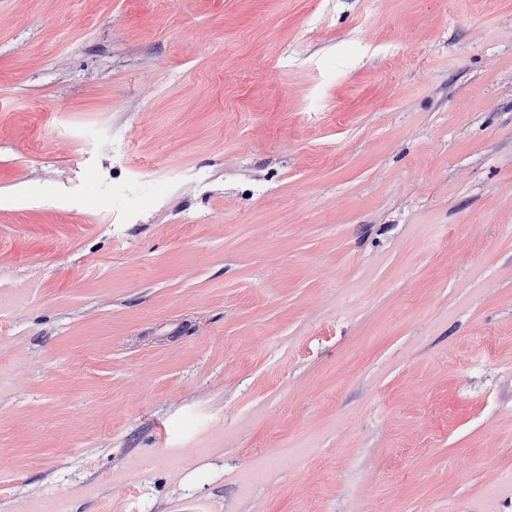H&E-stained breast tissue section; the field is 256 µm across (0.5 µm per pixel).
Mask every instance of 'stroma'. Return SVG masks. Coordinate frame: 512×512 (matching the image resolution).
Listing matches in <instances>:
<instances>
[{
    "label": "stroma",
    "instance_id": "obj_1",
    "mask_svg": "<svg viewBox=\"0 0 512 512\" xmlns=\"http://www.w3.org/2000/svg\"><path fill=\"white\" fill-rule=\"evenodd\" d=\"M0 512H512V0H0Z\"/></svg>",
    "mask_w": 512,
    "mask_h": 512
}]
</instances>
